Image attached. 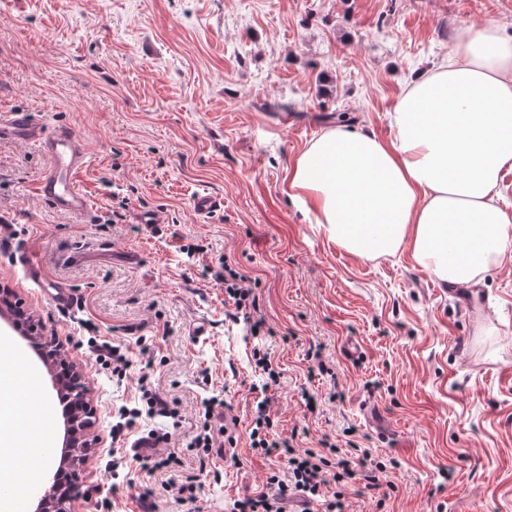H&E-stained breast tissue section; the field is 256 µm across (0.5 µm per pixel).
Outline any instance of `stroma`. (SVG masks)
Segmentation results:
<instances>
[{
    "label": "stroma",
    "instance_id": "1",
    "mask_svg": "<svg viewBox=\"0 0 512 512\" xmlns=\"http://www.w3.org/2000/svg\"><path fill=\"white\" fill-rule=\"evenodd\" d=\"M489 22L512 35V0H0V114L67 124L89 154L79 183L94 224L35 194L49 166L36 145L0 142V215L17 232L0 285L82 368L97 410L80 512H141L146 488L157 512H177L171 474L200 475L202 512L265 490L283 466L250 446L265 395L276 438L302 451L327 437L340 456L365 449L385 463L381 490L329 485L346 512H512V266L484 272L471 311L408 251L336 248L285 193L296 155L338 119L389 139L410 79L443 63L462 27ZM198 192L222 196L223 210L200 218ZM138 210L160 224L133 223ZM26 254L73 288L74 307L26 278ZM224 256L253 280L264 336L229 318ZM88 322L124 340L133 363L154 358L152 382L180 412L176 426L146 423L170 435L166 471L113 469L112 413L137 396L139 373L104 371L78 344ZM1 336L37 376L0 387L22 404L36 396L53 448L29 466L24 449L0 446V479L24 494L58 466L62 407L32 348L2 322ZM258 347L283 373L266 394ZM211 396L238 423L237 460L210 455L202 474L187 441Z\"/></svg>",
    "mask_w": 512,
    "mask_h": 512
}]
</instances>
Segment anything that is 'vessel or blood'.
<instances>
[{"label":"vessel or blood","instance_id":"1","mask_svg":"<svg viewBox=\"0 0 512 512\" xmlns=\"http://www.w3.org/2000/svg\"><path fill=\"white\" fill-rule=\"evenodd\" d=\"M0 140L35 144L50 161V166L35 187L38 197L55 209L88 219L93 207L79 185V175L88 163L85 142L79 133L65 124L48 128L22 110L0 114ZM28 275L41 281L44 292L54 301L73 305L75 294L66 285L44 280L32 258H24Z\"/></svg>","mask_w":512,"mask_h":512}]
</instances>
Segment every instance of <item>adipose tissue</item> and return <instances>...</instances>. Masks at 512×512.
<instances>
[{"label": "adipose tissue", "instance_id": "ef3b65f1", "mask_svg": "<svg viewBox=\"0 0 512 512\" xmlns=\"http://www.w3.org/2000/svg\"><path fill=\"white\" fill-rule=\"evenodd\" d=\"M393 134L339 125L288 170V195L326 238L377 259L409 249L437 279L475 285L512 260V212L498 190L512 169V36L459 30L447 61L413 77Z\"/></svg>", "mask_w": 512, "mask_h": 512}]
</instances>
